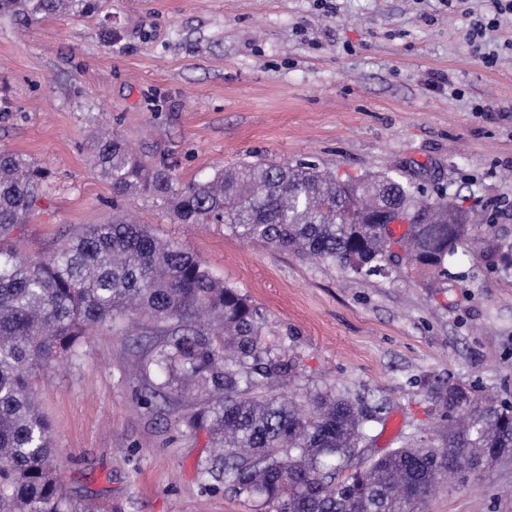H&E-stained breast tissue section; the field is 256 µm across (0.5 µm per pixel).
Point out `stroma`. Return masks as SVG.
Here are the masks:
<instances>
[{
    "mask_svg": "<svg viewBox=\"0 0 512 512\" xmlns=\"http://www.w3.org/2000/svg\"><path fill=\"white\" fill-rule=\"evenodd\" d=\"M491 0H98L95 12L23 23L0 15V152L51 176L23 225L25 256L50 255L113 205L204 261L285 338L284 395L329 389L384 406L357 458L434 427V382L512 402V269L483 242L512 246V12L474 24ZM494 56L493 66L483 63ZM179 182L265 160L343 179L415 178L463 202L473 233L447 287L401 272L354 279L260 247L221 224L175 223L145 195L113 202L94 170L88 113ZM146 328L94 333L39 381L70 512H256L215 471L205 430L145 403ZM425 512H512V457L433 496Z\"/></svg>",
    "mask_w": 512,
    "mask_h": 512,
    "instance_id": "35a3bbf8",
    "label": "stroma"
}]
</instances>
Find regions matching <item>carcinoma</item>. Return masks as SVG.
Masks as SVG:
<instances>
[{
	"label": "carcinoma",
	"mask_w": 512,
	"mask_h": 512,
	"mask_svg": "<svg viewBox=\"0 0 512 512\" xmlns=\"http://www.w3.org/2000/svg\"><path fill=\"white\" fill-rule=\"evenodd\" d=\"M95 9L96 0H0V14L29 19ZM92 140L115 196L144 193L181 224H223L355 278L400 268L442 288L448 256L470 231L462 207L390 174L341 180L257 160L182 184L169 163L146 168L107 131ZM49 176L0 153V512H67L37 382L74 360L90 330L119 335L137 321L158 336L141 365L149 396L209 433L225 484L259 512H423L455 477L512 455V404L448 382L430 390L440 427L350 466L380 418L328 389L276 394L291 373L287 347L269 344L259 308L197 257L120 211L77 228L47 258L21 255L13 242Z\"/></svg>",
	"instance_id": "1"
}]
</instances>
